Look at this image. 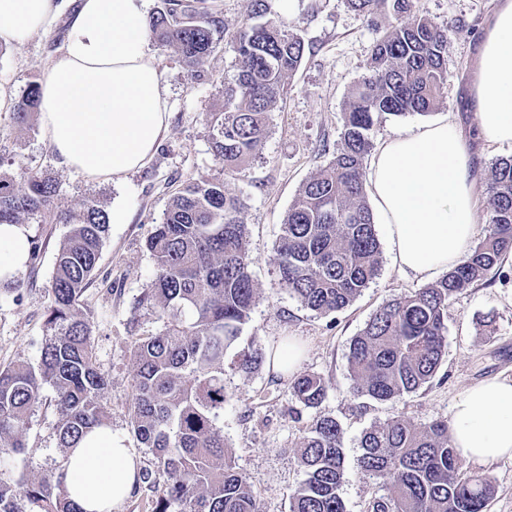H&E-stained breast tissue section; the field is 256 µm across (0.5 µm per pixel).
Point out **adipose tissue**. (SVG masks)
<instances>
[{"mask_svg": "<svg viewBox=\"0 0 512 512\" xmlns=\"http://www.w3.org/2000/svg\"><path fill=\"white\" fill-rule=\"evenodd\" d=\"M72 2L64 40L39 79L42 136L59 165L92 181H119L152 158L169 128L147 0ZM494 2L469 95L479 137L512 144V0ZM61 9L60 0H0V43L27 42ZM477 181L469 138L451 119L380 141L366 186L400 272L421 279L463 259L480 221ZM29 252L26 225L0 224V281L16 278ZM450 426L462 460L512 459V375L467 387ZM139 471L135 450L102 426L68 450L62 484L81 512H119Z\"/></svg>", "mask_w": 512, "mask_h": 512, "instance_id": "obj_1", "label": "adipose tissue"}]
</instances>
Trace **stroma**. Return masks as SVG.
I'll return each mask as SVG.
<instances>
[{
    "label": "stroma",
    "mask_w": 512,
    "mask_h": 512,
    "mask_svg": "<svg viewBox=\"0 0 512 512\" xmlns=\"http://www.w3.org/2000/svg\"><path fill=\"white\" fill-rule=\"evenodd\" d=\"M226 32L200 76L188 74L173 51L156 47L171 106L169 130L153 158L122 182H91L57 165L39 125L22 129L12 119V106L37 81L49 55L67 31V12L40 35L22 45L0 44V86L8 97L0 104V162L50 174L59 184L52 208L79 215L84 203L98 199L106 211L122 208L128 221L112 224L103 242L95 281L84 293L80 309L92 326L96 365L105 379L104 404L113 432L134 448L149 481H138L122 512H152L165 477L154 468L151 451L140 445L130 423L135 393L137 339L154 335L163 322L142 296L155 274L146 241L163 218L170 199L183 183L223 178L228 192L242 199L247 226L256 304L240 337L224 358V386L229 398L221 424L224 441L237 468L259 495L260 512H289L290 500L304 479L297 443L319 414L336 417L346 456L341 496L347 512H368L384 492L382 479L362 473L356 464L359 441L370 427L391 418L416 424L445 420L456 397L467 387L503 373L512 375V261L497 275L467 289L448 306V348L431 383L400 399L379 402L354 394L347 354L351 339L371 315L401 293L422 288L423 280L401 274L393 263L384 225H377L381 264L376 278L344 310L319 315L303 308L281 288L272 262L283 219L302 183L331 158L342 128V112L351 88L380 33L349 0H266L267 16L297 32L306 55L292 75L288 94L272 112L263 150L234 175L224 176L209 142L206 117L222 102L221 82L236 71L232 39L248 17L251 0H217ZM421 12L435 23L453 27L448 42V78L436 109L425 115L386 116L372 134L373 142L417 128L442 116L475 132L477 116L468 104V86L478 53L479 27L494 0H418ZM32 237L43 241L36 264L18 275L19 294L0 295V365L36 362L44 334L56 249L65 237L64 224L27 220ZM302 347L298 373L321 376L326 397L319 409L291 414L286 382L261 368L245 374L235 367L239 352L271 350L284 338ZM55 393L44 388L35 404L27 438L29 453L15 463L16 472L38 479L49 475L65 453L54 432ZM462 469L489 478L495 493L487 512H512V460L490 465L463 463Z\"/></svg>",
    "instance_id": "obj_1"
}]
</instances>
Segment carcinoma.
Here are the masks:
<instances>
[{"label":"carcinoma","instance_id":"cac0c4a2","mask_svg":"<svg viewBox=\"0 0 512 512\" xmlns=\"http://www.w3.org/2000/svg\"><path fill=\"white\" fill-rule=\"evenodd\" d=\"M374 18L394 22L376 40L366 76L350 91L336 151L302 185L281 225L273 261L279 284L306 309L322 315L347 308L380 267V243L365 193L371 132L387 115L435 109L447 82L450 27L421 13L416 0H349ZM153 38L172 49L190 74L202 69L224 33L221 13L208 0H163L149 20ZM236 73L224 84L221 108L208 114L211 148L232 175L257 157L268 118L284 101L286 80L301 65L305 42L272 20L247 23L236 39ZM40 88L29 84L13 119L30 126ZM26 189L0 172V224L40 215L44 224H68L56 253L45 336L39 360L0 367V512H80L62 490L61 474L29 480L15 475L14 460L29 452L26 430L42 389L55 392V434L67 449L86 431L108 425L105 380L93 355L90 321L79 308L91 285L109 217L90 199L74 219L49 211L58 183L24 171ZM491 230L440 279L397 296L370 317L349 345L355 393L389 401L422 388L447 350L448 304L498 271L512 251V158L497 160L486 181ZM242 200L224 180L190 181L177 190L146 242L155 275L146 297L159 308L164 330L138 339L133 431L166 475L152 512H259L258 497L224 443V355L239 338L256 300L253 259L247 247ZM268 361L260 348L237 361L244 373ZM294 402L316 409L326 396L323 379L301 374L288 383ZM360 470L384 480L371 512H485L491 482L460 473L448 422L417 425L392 419L361 438ZM305 478L290 512H346L340 423L322 415L300 439Z\"/></svg>","mask_w":512,"mask_h":512}]
</instances>
